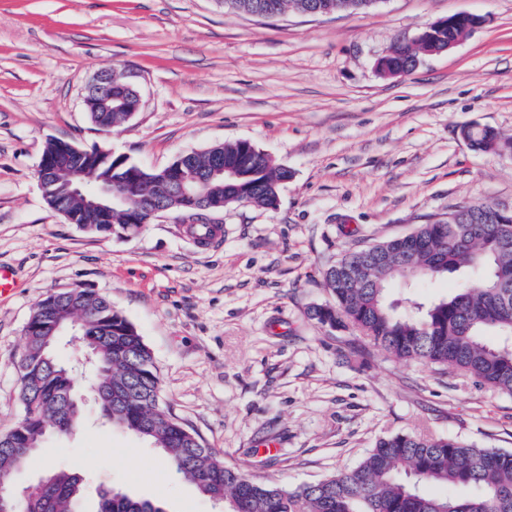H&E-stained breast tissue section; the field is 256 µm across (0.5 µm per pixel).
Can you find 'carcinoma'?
<instances>
[{
  "instance_id": "1",
  "label": "carcinoma",
  "mask_w": 512,
  "mask_h": 512,
  "mask_svg": "<svg viewBox=\"0 0 512 512\" xmlns=\"http://www.w3.org/2000/svg\"><path fill=\"white\" fill-rule=\"evenodd\" d=\"M243 13L289 5L297 11L360 12L371 0H224ZM460 20L440 31L428 49L438 50L463 27ZM420 48L394 46L390 71L411 72ZM95 126L110 132L128 120L125 112H92ZM476 150L500 154L512 150V138L478 128L467 132ZM220 155L238 168L226 179L206 167L208 155ZM194 170L203 181L194 184V197L176 191L158 194L143 182L159 184L163 170H152L124 156L112 158L95 174L87 195L72 190L65 174L55 176L54 210L63 209L79 230L92 235L123 234L128 215L101 213L90 207L95 182L112 181V189H139L140 220L154 208L183 212L203 236L207 223L203 207L250 204L268 207L291 172L253 144L242 141L214 146L196 159ZM464 224H421L407 237L377 243L380 259L361 261L362 250L342 256L323 272L332 305H314L310 319L323 327H351L373 346L403 362H424L455 368L478 383L512 394V223L499 224L487 203L465 202ZM460 273L454 292L428 304L404 297L388 300L387 287L444 273ZM19 369L18 395L22 419L0 433V483L22 468L53 435L67 434L82 422L78 404L63 396L77 378L55 354L58 329L81 322L79 342L95 361L94 387L103 417L113 427L133 433L160 449L166 460L193 481L211 502L224 503V512H512V453L453 438H426L396 433L377 440L355 467L321 481L286 489L255 481L241 468L228 467L218 453L163 404L161 378L152 351L134 325L112 302L89 288L72 300L67 291L40 299L29 317ZM83 476L61 470L32 487L22 498L4 494L0 512H78ZM430 485L453 490L441 495ZM99 512H165L159 503L119 493L101 498Z\"/></svg>"
}]
</instances>
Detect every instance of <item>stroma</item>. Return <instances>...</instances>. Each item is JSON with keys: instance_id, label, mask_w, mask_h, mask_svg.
<instances>
[{"instance_id": "35a3bbf8", "label": "stroma", "mask_w": 512, "mask_h": 512, "mask_svg": "<svg viewBox=\"0 0 512 512\" xmlns=\"http://www.w3.org/2000/svg\"><path fill=\"white\" fill-rule=\"evenodd\" d=\"M483 18L454 48L380 76L376 60L453 14ZM104 69L142 107L117 131L83 95ZM477 123L512 137V0H378L359 13L262 18L222 0H0V431L23 416V327L76 285L108 297L151 349L161 399L255 480L294 488L356 466L380 437H450L512 453V395L448 368L405 364L307 311L331 303L322 273L344 253L406 235L462 202L512 205V157L471 148ZM99 146L149 169L250 141L292 172L277 209L208 214L204 248L182 212L133 237L88 235L38 187L48 140ZM276 438V451L253 448ZM89 473L83 512L118 488L165 512H217L159 449L107 425L94 403L11 480Z\"/></svg>"}]
</instances>
